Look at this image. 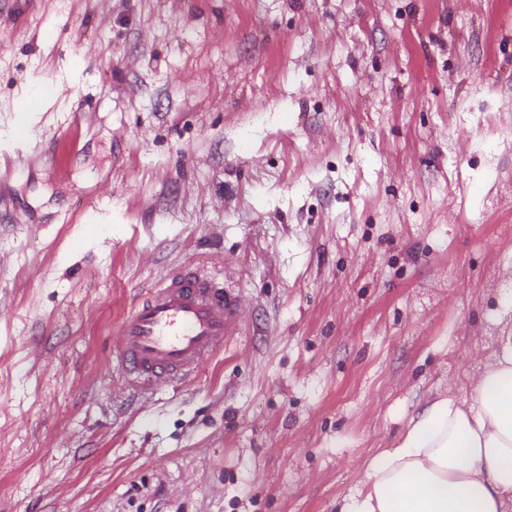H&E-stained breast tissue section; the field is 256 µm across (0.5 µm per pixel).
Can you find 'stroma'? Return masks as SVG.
Instances as JSON below:
<instances>
[{
    "label": "stroma",
    "instance_id": "35a3bbf8",
    "mask_svg": "<svg viewBox=\"0 0 512 512\" xmlns=\"http://www.w3.org/2000/svg\"><path fill=\"white\" fill-rule=\"evenodd\" d=\"M183 267L240 331L136 389ZM508 296L512 0H0V512H336ZM240 320V298L223 281L185 269L146 291L114 342L134 381L150 390L197 373Z\"/></svg>",
    "mask_w": 512,
    "mask_h": 512
}]
</instances>
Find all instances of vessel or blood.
Here are the masks:
<instances>
[{"label": "vessel or blood", "mask_w": 512, "mask_h": 512, "mask_svg": "<svg viewBox=\"0 0 512 512\" xmlns=\"http://www.w3.org/2000/svg\"><path fill=\"white\" fill-rule=\"evenodd\" d=\"M241 320V301L223 281L185 269L147 290L114 333L116 349L142 388L198 372Z\"/></svg>", "instance_id": "b4317fda"}]
</instances>
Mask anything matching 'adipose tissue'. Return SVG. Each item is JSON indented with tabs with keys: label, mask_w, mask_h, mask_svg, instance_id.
<instances>
[{
	"label": "adipose tissue",
	"mask_w": 512,
	"mask_h": 512,
	"mask_svg": "<svg viewBox=\"0 0 512 512\" xmlns=\"http://www.w3.org/2000/svg\"><path fill=\"white\" fill-rule=\"evenodd\" d=\"M337 512H512V329L469 400L445 390L412 414Z\"/></svg>",
	"instance_id": "1"
}]
</instances>
